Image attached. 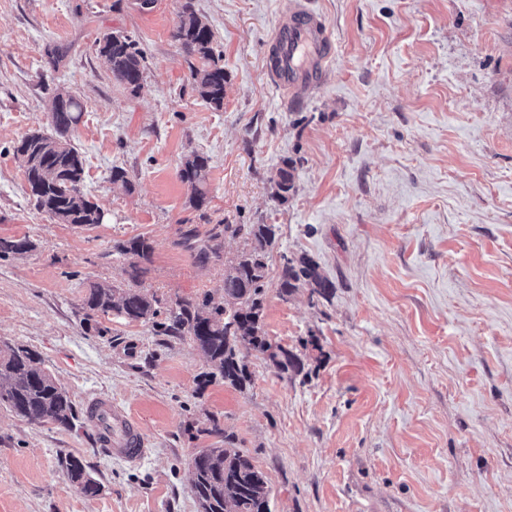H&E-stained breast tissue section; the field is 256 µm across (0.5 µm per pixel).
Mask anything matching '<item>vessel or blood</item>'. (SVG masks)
Here are the masks:
<instances>
[{"instance_id": "vessel-or-blood-1", "label": "vessel or blood", "mask_w": 512, "mask_h": 512, "mask_svg": "<svg viewBox=\"0 0 512 512\" xmlns=\"http://www.w3.org/2000/svg\"><path fill=\"white\" fill-rule=\"evenodd\" d=\"M330 54L323 17L308 7L307 0H292L287 24L269 40V81L282 99L306 97L321 85ZM89 421L115 458L136 461L144 456L145 438L139 423L117 404L102 398L90 401Z\"/></svg>"}]
</instances>
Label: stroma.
<instances>
[{"mask_svg": "<svg viewBox=\"0 0 512 512\" xmlns=\"http://www.w3.org/2000/svg\"><path fill=\"white\" fill-rule=\"evenodd\" d=\"M188 1L214 32L220 109L172 37ZM308 2L333 56L290 106L265 46L291 0H0V237L32 244L0 259V342L40 353L77 414L65 430L0 406V512H199L189 461L215 425L265 473L272 512H512V0ZM115 31L145 53L138 91L97 53ZM59 93L84 106L71 143L100 224L36 210L12 153L50 131ZM194 153L210 166L199 209L179 177ZM287 159L296 191L281 203L271 179ZM228 224L277 227L263 330L302 374L252 355L241 391L206 381L190 337L114 312L83 324L89 284L125 287L114 246L137 237L144 289L223 304L243 247ZM214 234L219 253L201 257ZM301 256L330 297L280 296L285 258ZM96 397L140 423V461L100 445ZM69 455L98 495L67 477Z\"/></svg>", "mask_w": 512, "mask_h": 512, "instance_id": "stroma-1", "label": "stroma"}]
</instances>
